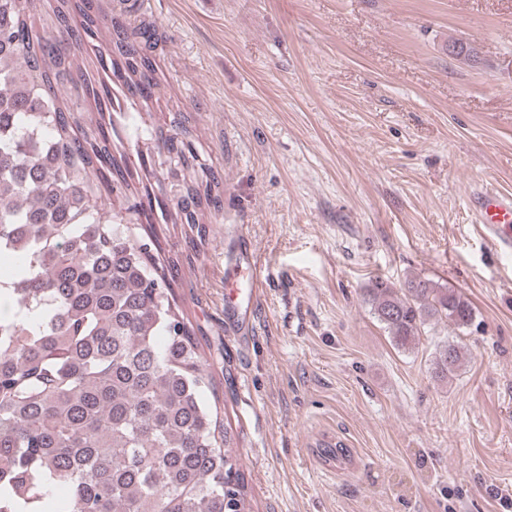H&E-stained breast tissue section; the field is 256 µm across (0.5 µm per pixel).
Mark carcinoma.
Here are the masks:
<instances>
[{
    "label": "carcinoma",
    "mask_w": 512,
    "mask_h": 512,
    "mask_svg": "<svg viewBox=\"0 0 512 512\" xmlns=\"http://www.w3.org/2000/svg\"><path fill=\"white\" fill-rule=\"evenodd\" d=\"M152 38L103 36L93 0H0V512H251L153 227L222 223L224 182L154 106ZM133 113L159 135L131 151ZM367 301L399 349L432 318L473 320L427 279L377 278ZM462 357L446 345L437 372Z\"/></svg>",
    "instance_id": "1"
}]
</instances>
